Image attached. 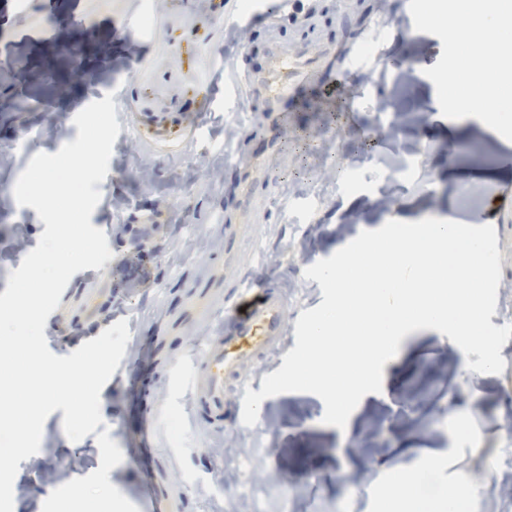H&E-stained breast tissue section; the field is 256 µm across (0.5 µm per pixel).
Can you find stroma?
I'll return each mask as SVG.
<instances>
[{
	"mask_svg": "<svg viewBox=\"0 0 512 512\" xmlns=\"http://www.w3.org/2000/svg\"><path fill=\"white\" fill-rule=\"evenodd\" d=\"M243 0H0V293L34 249L45 225L19 206L10 184L32 157L74 141L78 105L112 95L120 133L91 223L113 253L95 278L75 273L54 321L63 331L92 335L99 323L128 322L126 370L100 393L111 439L136 447L141 417L154 420L156 479L172 512H234L248 484L260 485L261 512H336L337 497L358 512H380L389 471L415 475L419 459L392 445L399 438L444 452V483L485 467V448L512 433V415L494 405L505 378L464 372L466 356L448 336L421 329L383 399L357 415V442L339 456L335 427L323 424L315 394L286 392L264 399L254 426L217 430L193 419L187 391L170 365L224 325V307L197 300L198 285L224 286V207L237 173L231 163L250 153L249 104L224 109L226 82L241 65L265 64L267 32L237 40L229 25ZM314 26L313 49L336 40L368 42L360 77L332 71L335 99L318 95L297 106L273 148L259 154L243 186L265 204L267 217L241 246L240 272L254 289L279 287L292 317L317 307L322 292L305 269L330 257L360 232L429 214L474 224L512 208V154L506 140L478 119L449 125L425 68L442 43L410 27L409 0H299ZM98 48L85 65L53 47L63 36ZM425 114L405 124L407 143L421 148L422 166L388 183L378 180L392 155L386 103ZM167 116L163 149L152 129L136 133L132 116ZM62 410L43 426L36 460L19 464L13 512H42L54 490L45 471L66 479L99 466L95 434L70 441Z\"/></svg>",
	"mask_w": 512,
	"mask_h": 512,
	"instance_id": "stroma-1",
	"label": "stroma"
}]
</instances>
